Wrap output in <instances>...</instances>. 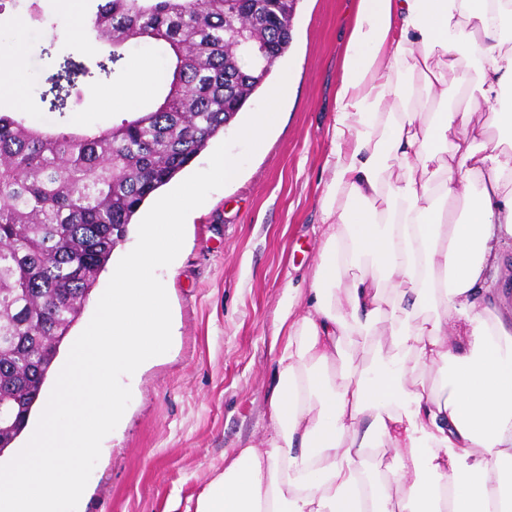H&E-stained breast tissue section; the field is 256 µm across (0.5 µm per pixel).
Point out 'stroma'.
Returning <instances> with one entry per match:
<instances>
[{"mask_svg":"<svg viewBox=\"0 0 512 512\" xmlns=\"http://www.w3.org/2000/svg\"><path fill=\"white\" fill-rule=\"evenodd\" d=\"M351 22L349 0H298L292 42L269 84L289 94L262 145L236 177L187 217L183 247L158 270L170 302V349L126 384L124 420L102 451L78 512H193L197 496L246 445L262 446L269 388L286 338L278 314L293 286H307L326 231L320 199L332 177V126ZM41 31L0 54V77L26 74L28 120L74 129L111 126L93 93L68 113L43 110L35 90L49 67Z\"/></svg>","mask_w":512,"mask_h":512,"instance_id":"obj_1","label":"stroma"}]
</instances>
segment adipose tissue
<instances>
[{"instance_id": "obj_1", "label": "adipose tissue", "mask_w": 512, "mask_h": 512, "mask_svg": "<svg viewBox=\"0 0 512 512\" xmlns=\"http://www.w3.org/2000/svg\"><path fill=\"white\" fill-rule=\"evenodd\" d=\"M507 18L512 0H358L326 238L304 306L281 310L265 446L242 448L194 512H508L512 331L486 273L512 243V141L475 118L512 88ZM151 73L141 62L98 108L131 107Z\"/></svg>"}]
</instances>
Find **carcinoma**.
Returning <instances> with one entry per match:
<instances>
[{"instance_id":"obj_1","label":"carcinoma","mask_w":512,"mask_h":512,"mask_svg":"<svg viewBox=\"0 0 512 512\" xmlns=\"http://www.w3.org/2000/svg\"><path fill=\"white\" fill-rule=\"evenodd\" d=\"M83 2L98 53L54 64L44 111L64 115L75 79H110L133 45L164 50L161 92L93 132L0 111V400L14 404L3 451L141 205L230 125L291 43L288 0Z\"/></svg>"}]
</instances>
